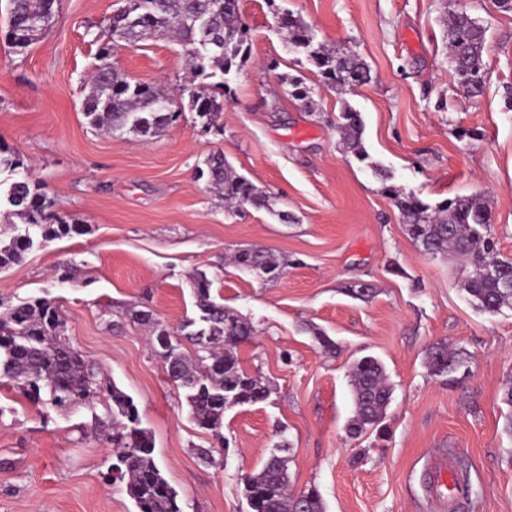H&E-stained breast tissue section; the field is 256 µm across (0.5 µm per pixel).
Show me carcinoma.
<instances>
[{
	"label": "carcinoma",
	"mask_w": 512,
	"mask_h": 512,
	"mask_svg": "<svg viewBox=\"0 0 512 512\" xmlns=\"http://www.w3.org/2000/svg\"><path fill=\"white\" fill-rule=\"evenodd\" d=\"M56 0H10L9 37L13 47L23 49L39 40L55 22ZM209 22L211 33L220 39L221 49L212 53L202 66L193 64L197 75L217 82V92L204 93L184 85L190 109L209 124H216L224 103L218 90L228 86L226 74L233 72L248 51V30L240 14V0H128V6L111 16L106 24L107 39L100 41L96 64L90 78L92 91L84 101L89 124L112 135L129 129L143 136L162 131L175 118L170 112V96L161 88L132 84L116 70L104 68L117 37L132 43L145 36H173L192 52L201 38L198 19ZM285 40L295 48L308 50L309 61L335 86L354 88L370 75L358 55H335L323 47H313L315 31L289 12L279 21ZM486 29L465 11L449 13L448 49L453 75L458 86L471 96L480 93L486 74L483 58ZM288 94L304 106H310L308 89L302 80L281 76ZM337 132L347 148L361 150V124L358 113L339 114ZM210 189L224 204L273 210L271 196L237 174L224 160L213 155L206 169L199 172ZM401 210L407 232L432 256L453 254L465 260L472 273L465 284L470 299L483 311L494 314L512 304V290L502 282L512 280V259L504 258L489 244L485 233L486 208L474 196H458L435 209L387 187ZM13 214L24 220L15 227V235L0 243V270L20 262L34 247L80 233L71 224H48V210L55 202L44 191L40 179L29 174L14 178L5 191ZM235 266L260 274L280 270V264L265 250L244 249L233 255ZM192 288L198 316L185 319L171 331L156 323L152 343L158 347L166 372L177 387L185 391L190 413L196 424L218 433L224 414L237 403L257 404L269 399L268 385L260 377L245 372L239 365L237 348L251 340L254 329L245 319L226 309L211 295V281L203 274L193 277ZM195 348V359L184 351L185 344ZM430 370L437 376H449L458 365L442 343L428 352ZM0 379L17 386L28 395L58 410L81 403L89 404L102 392L112 400V433L108 440L116 449L113 471L134 501L138 512H181L177 492L167 482L153 458L149 432L141 427V418L133 400L115 385L103 387L99 370L86 359L66 336L65 321L56 298L49 293L10 305L0 310ZM354 416L348 432L357 435L378 424L392 400V387L385 367L374 357L359 360L351 371ZM288 456L273 453L261 470L244 478V491L252 512H324L320 495L314 488L293 503L288 489Z\"/></svg>",
	"instance_id": "cac0c4a2"
}]
</instances>
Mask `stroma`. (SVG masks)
Instances as JSON below:
<instances>
[{
	"mask_svg": "<svg viewBox=\"0 0 512 512\" xmlns=\"http://www.w3.org/2000/svg\"><path fill=\"white\" fill-rule=\"evenodd\" d=\"M123 4L59 0L53 28L19 52L0 0V147L44 181L55 220L86 229L0 272V303L51 288L72 343L133 399L182 512H252L242 479L282 437L291 492L316 488L325 512H432L424 463L436 448L472 485L457 512H512V307L477 308L464 290L470 267L426 254L387 192L396 186L433 207L477 196L498 252L512 258V12L493 0H240L250 49L224 90L218 126L175 92L192 76L185 49L153 37L122 49L116 67L130 82L172 91L177 117L153 136L113 137L88 123L83 102L92 38ZM285 10L327 48L356 52L371 81L328 86L286 43ZM453 10L486 28L475 97L453 77L444 26ZM285 73L304 80L312 108L286 93ZM347 107L361 121L358 154L336 131ZM214 154L266 190L273 210L226 208L198 176ZM249 247L283 262L281 277L233 266L230 254ZM65 260L69 279L53 287ZM199 273L254 327L238 361L272 389L265 402L228 410L217 435L192 419L149 327L131 317L148 311L173 329L196 316ZM362 284L370 299L351 295ZM320 333L334 354H324ZM440 341L460 362L449 379L427 365ZM365 356L384 364L393 398L381 422L354 437L349 373ZM107 405L62 412L0 384V512H136L113 477Z\"/></svg>",
	"mask_w": 512,
	"mask_h": 512,
	"instance_id": "obj_1",
	"label": "stroma"
}]
</instances>
